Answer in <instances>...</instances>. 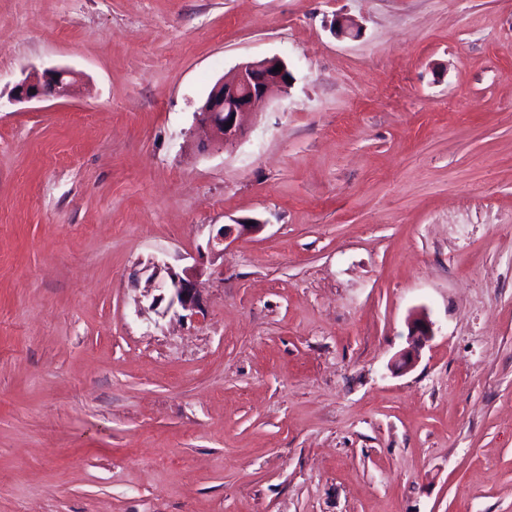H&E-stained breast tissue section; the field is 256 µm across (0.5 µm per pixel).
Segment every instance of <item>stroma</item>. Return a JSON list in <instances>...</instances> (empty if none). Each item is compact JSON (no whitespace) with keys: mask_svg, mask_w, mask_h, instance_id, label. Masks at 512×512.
I'll return each instance as SVG.
<instances>
[{"mask_svg":"<svg viewBox=\"0 0 512 512\" xmlns=\"http://www.w3.org/2000/svg\"><path fill=\"white\" fill-rule=\"evenodd\" d=\"M0 512H512V0H0ZM277 64L282 65V70L273 72ZM290 76L287 64L278 57L240 64L214 85L195 112L200 141L207 147L236 146L247 134L246 119L254 107L281 92ZM77 83L75 73L66 69H46L31 72L17 85L18 100L43 99L72 94ZM237 226V227H235ZM237 230L239 234L253 233L259 230L258 224H235L223 226L216 234L208 241V250L213 255H223L224 249L226 248L225 243L229 239L234 231ZM163 276L154 289L162 291L155 296L149 306L152 310H157L162 301L167 298L166 309L162 316L166 315L172 309H181L189 312L190 316L199 315L204 312V305L198 288H195V277L200 274L201 269L197 267L183 270L180 274L173 269L166 267ZM434 335L432 323L421 311L412 315L409 323V345L401 351L396 359L397 369L409 370L416 363L420 350Z\"/></svg>","mask_w":512,"mask_h":512,"instance_id":"stroma-1","label":"stroma"}]
</instances>
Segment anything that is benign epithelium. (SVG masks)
<instances>
[{
    "label": "benign epithelium",
    "instance_id": "benign-epithelium-1",
    "mask_svg": "<svg viewBox=\"0 0 512 512\" xmlns=\"http://www.w3.org/2000/svg\"><path fill=\"white\" fill-rule=\"evenodd\" d=\"M282 70L274 71L276 65ZM290 72L287 64L278 58H264L240 64L228 77L217 82L205 102L196 112L197 134L208 147L229 148L237 145L247 134L246 119L254 107L281 92L288 84ZM77 83L75 73L66 69H46L31 72L17 85V99L33 100L72 94ZM259 224L225 225L208 241L213 255L224 254L225 243L233 233H253ZM165 276H160V273ZM201 270L193 267L178 273L167 267L156 269L153 277L159 279L155 288L161 294L152 299L150 308L155 310L167 301L166 310L181 309L190 315L204 312V305L195 288L194 278ZM433 336L432 323L424 312L412 315L409 323V345L396 359L397 368L409 370L416 363L420 350Z\"/></svg>",
    "mask_w": 512,
    "mask_h": 512
}]
</instances>
